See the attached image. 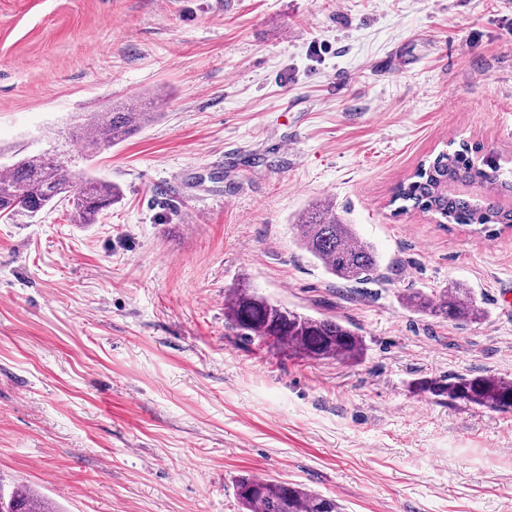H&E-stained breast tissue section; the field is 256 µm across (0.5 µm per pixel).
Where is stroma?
<instances>
[{"mask_svg": "<svg viewBox=\"0 0 512 512\" xmlns=\"http://www.w3.org/2000/svg\"><path fill=\"white\" fill-rule=\"evenodd\" d=\"M157 116L82 158V114ZM466 143L512 170V0H0V147L120 197L0 222V484L62 512H239L250 474L345 512H512V411L418 392L512 378V228L401 210ZM377 249L342 284L292 226L323 200ZM471 288L485 320L408 310ZM356 325L361 360L236 331L229 288Z\"/></svg>", "mask_w": 512, "mask_h": 512, "instance_id": "35a3bbf8", "label": "stroma"}]
</instances>
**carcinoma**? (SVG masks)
<instances>
[{
  "mask_svg": "<svg viewBox=\"0 0 512 512\" xmlns=\"http://www.w3.org/2000/svg\"><path fill=\"white\" fill-rule=\"evenodd\" d=\"M155 113L129 104L102 112H87L76 137L88 156L119 144L154 120ZM462 143L422 163L401 183L395 198L431 213L441 224L512 227V208L502 199L512 196V178L492 160H475ZM119 199L111 182L76 179L56 155L41 152L0 166V219L34 218L53 202L67 203L75 223L95 224L102 212ZM295 234L300 246L318 260L332 277L347 284L368 280L379 268L374 247L361 240L352 225L342 223L336 208L324 201L301 213ZM414 312L451 321L480 322L482 308L470 289L456 281L437 293L409 289L402 295ZM224 315L235 329L271 343L290 355L312 360H355L363 354L365 339L358 328L331 317L313 316L272 302L250 288H236L224 304ZM420 389L450 401L463 399L492 411L512 410V379L457 375L434 378ZM236 495L243 512H344L335 498L301 484L240 476ZM0 512H59L53 502L29 488L5 491L0 484Z\"/></svg>",
  "mask_w": 512,
  "mask_h": 512,
  "instance_id": "carcinoma-1",
  "label": "carcinoma"
}]
</instances>
